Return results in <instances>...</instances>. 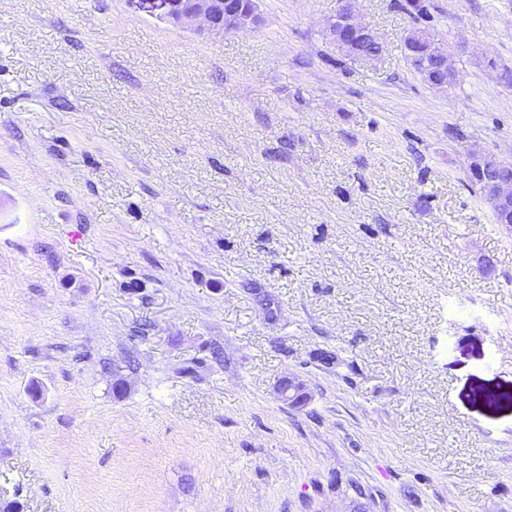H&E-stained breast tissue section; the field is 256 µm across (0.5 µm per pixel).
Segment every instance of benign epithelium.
<instances>
[{
	"mask_svg": "<svg viewBox=\"0 0 512 512\" xmlns=\"http://www.w3.org/2000/svg\"><path fill=\"white\" fill-rule=\"evenodd\" d=\"M135 8L151 17L189 27L197 20L205 22L204 31L211 34L242 29L256 22V18H245L237 12H231L227 5L231 0H131ZM329 30L338 45H357L363 41L379 43L373 30L358 22L347 9L339 10L329 23ZM428 83L449 88L454 83V73L443 63L438 71L431 74ZM497 169L511 170L512 164L484 151L469 155L468 178L476 185L483 186L489 192L487 203L500 216V223L512 224V177L501 180L488 178L487 172Z\"/></svg>",
	"mask_w": 512,
	"mask_h": 512,
	"instance_id": "benign-epithelium-1",
	"label": "benign epithelium"
}]
</instances>
